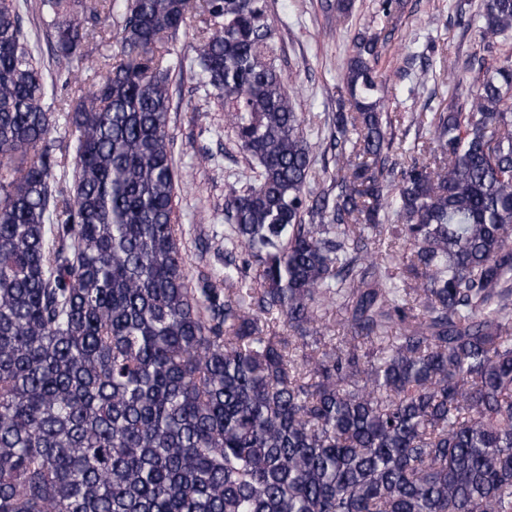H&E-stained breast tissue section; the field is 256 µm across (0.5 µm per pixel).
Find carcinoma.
<instances>
[{"label":"carcinoma","mask_w":512,"mask_h":512,"mask_svg":"<svg viewBox=\"0 0 512 512\" xmlns=\"http://www.w3.org/2000/svg\"><path fill=\"white\" fill-rule=\"evenodd\" d=\"M28 7L0 0V512H512V65L468 62L397 171L400 86L355 35L313 192L265 0H37L57 60L119 45L54 111ZM195 19L259 172L225 206L244 261L192 287L168 41ZM459 19L490 47L512 0ZM119 51V46L116 40H112V46L108 43L102 42H90L86 47V60L84 62L85 67L94 68L98 72H104L106 70L105 63L114 62L113 58ZM112 59H108L111 58Z\"/></svg>","instance_id":"1"}]
</instances>
